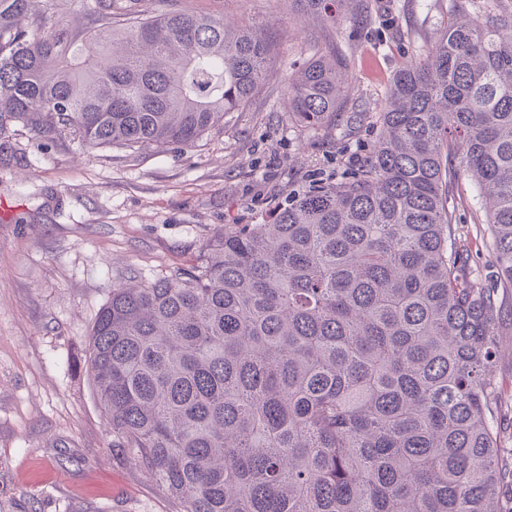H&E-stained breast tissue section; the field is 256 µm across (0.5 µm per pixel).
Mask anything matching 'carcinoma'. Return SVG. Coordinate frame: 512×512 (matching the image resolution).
Masks as SVG:
<instances>
[{
    "label": "carcinoma",
    "mask_w": 512,
    "mask_h": 512,
    "mask_svg": "<svg viewBox=\"0 0 512 512\" xmlns=\"http://www.w3.org/2000/svg\"><path fill=\"white\" fill-rule=\"evenodd\" d=\"M0 0V148L187 149L264 86L273 41L166 0H90L107 28ZM325 14L335 0H293ZM335 55L288 83L336 123ZM356 169L217 230L196 262L112 287L83 366L101 413L179 512H512L494 422L497 283L512 285V12H455L390 84ZM484 198L496 280L471 278L448 184Z\"/></svg>",
    "instance_id": "carcinoma-1"
}]
</instances>
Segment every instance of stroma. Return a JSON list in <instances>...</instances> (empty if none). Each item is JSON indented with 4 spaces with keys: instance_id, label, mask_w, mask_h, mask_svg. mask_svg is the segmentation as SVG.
Instances as JSON below:
<instances>
[{
    "instance_id": "1",
    "label": "stroma",
    "mask_w": 512,
    "mask_h": 512,
    "mask_svg": "<svg viewBox=\"0 0 512 512\" xmlns=\"http://www.w3.org/2000/svg\"><path fill=\"white\" fill-rule=\"evenodd\" d=\"M451 0H343L335 21L292 0H181L203 14L261 25L275 38L266 84L190 149L48 148L26 130L0 156V512H177L117 448L79 366L114 285L190 264L220 226L258 224L312 180L342 174L380 133L393 75L448 24ZM336 52L349 102L332 131L288 118V79ZM456 237L474 274L494 271L484 205L471 178L449 187ZM494 373L512 436V287L499 289Z\"/></svg>"
}]
</instances>
